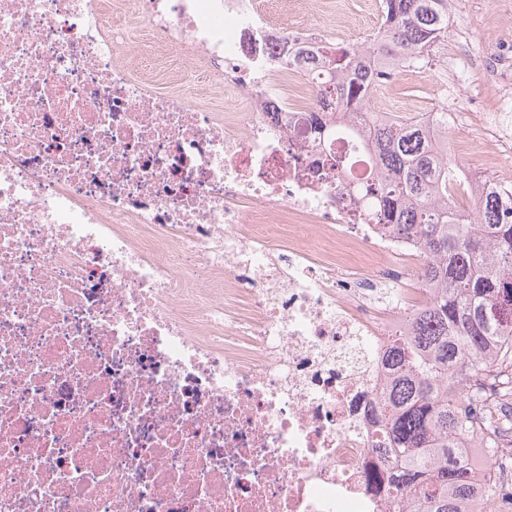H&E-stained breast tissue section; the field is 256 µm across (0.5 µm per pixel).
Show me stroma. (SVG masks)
Listing matches in <instances>:
<instances>
[{"instance_id":"35a3bbf8","label":"stroma","mask_w":512,"mask_h":512,"mask_svg":"<svg viewBox=\"0 0 512 512\" xmlns=\"http://www.w3.org/2000/svg\"><path fill=\"white\" fill-rule=\"evenodd\" d=\"M281 27L295 23L324 26L329 38L345 46H356L367 34L368 0H291L286 15L277 19ZM512 44V0H453L448 41L439 46L440 60L461 71L458 101L472 114L468 126L453 130L448 152L477 175L505 173L498 150L482 146L483 118L497 103L501 83L486 71L485 56L496 43ZM395 112L413 118L447 101V74L443 69H400L379 90Z\"/></svg>"}]
</instances>
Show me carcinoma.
<instances>
[{
  "label": "carcinoma",
  "mask_w": 512,
  "mask_h": 512,
  "mask_svg": "<svg viewBox=\"0 0 512 512\" xmlns=\"http://www.w3.org/2000/svg\"><path fill=\"white\" fill-rule=\"evenodd\" d=\"M383 13L353 48L283 45L285 64L323 75L330 110L309 116L315 146L337 128L362 143L375 171L364 215L425 254L420 284L429 297L390 340L393 371L374 411L377 447L391 452L386 480L397 512H468L500 473L483 475L468 461L478 426L462 395L473 399L490 379L512 400V186L459 207L448 177L463 165L434 135L448 133V107L409 119L366 111L374 86L400 68H432L448 41V0H383ZM316 161L328 170L345 165L329 151Z\"/></svg>",
  "instance_id": "cac0c4a2"
}]
</instances>
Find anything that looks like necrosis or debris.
<instances>
[{
  "instance_id": "1",
  "label": "necrosis or debris",
  "mask_w": 512,
  "mask_h": 512,
  "mask_svg": "<svg viewBox=\"0 0 512 512\" xmlns=\"http://www.w3.org/2000/svg\"><path fill=\"white\" fill-rule=\"evenodd\" d=\"M150 36L158 89L120 59ZM256 0H0V512H387L372 409L428 298L314 176ZM302 76L304 108L283 81Z\"/></svg>"
}]
</instances>
